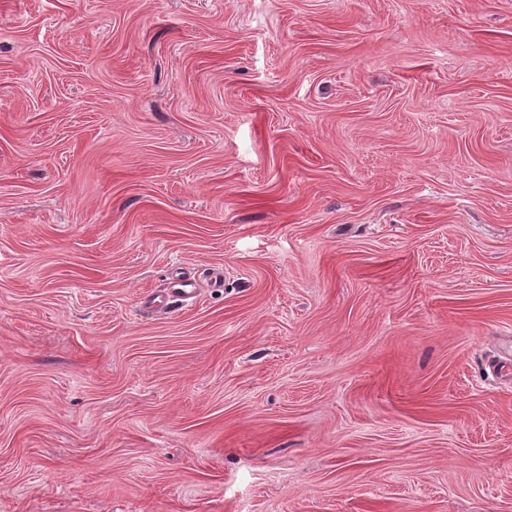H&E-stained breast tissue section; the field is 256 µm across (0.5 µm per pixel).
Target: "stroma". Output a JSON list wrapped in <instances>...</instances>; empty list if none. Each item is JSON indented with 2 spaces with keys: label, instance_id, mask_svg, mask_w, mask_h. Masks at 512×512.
I'll use <instances>...</instances> for the list:
<instances>
[{
  "label": "stroma",
  "instance_id": "35a3bbf8",
  "mask_svg": "<svg viewBox=\"0 0 512 512\" xmlns=\"http://www.w3.org/2000/svg\"><path fill=\"white\" fill-rule=\"evenodd\" d=\"M492 359L512 0H0V512H512ZM193 283L190 280L179 279L173 281L163 299V306L174 307L182 304L194 295Z\"/></svg>",
  "mask_w": 512,
  "mask_h": 512
}]
</instances>
